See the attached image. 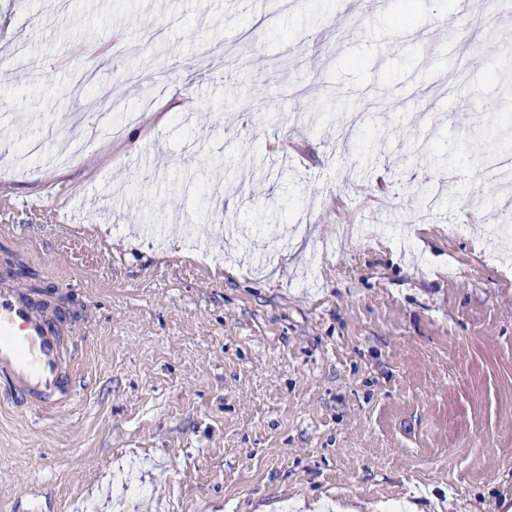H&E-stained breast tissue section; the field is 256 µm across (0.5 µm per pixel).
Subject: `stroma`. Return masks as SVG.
<instances>
[{"mask_svg": "<svg viewBox=\"0 0 512 512\" xmlns=\"http://www.w3.org/2000/svg\"><path fill=\"white\" fill-rule=\"evenodd\" d=\"M400 11L0 0V272L58 288L93 366L55 417L0 404V512H512V182L481 181L512 68L468 63L512 8Z\"/></svg>", "mask_w": 512, "mask_h": 512, "instance_id": "1", "label": "stroma"}]
</instances>
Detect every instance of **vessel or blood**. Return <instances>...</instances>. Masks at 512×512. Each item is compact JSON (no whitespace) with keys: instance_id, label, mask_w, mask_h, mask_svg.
Here are the masks:
<instances>
[{"instance_id":"1","label":"vessel or blood","mask_w":512,"mask_h":512,"mask_svg":"<svg viewBox=\"0 0 512 512\" xmlns=\"http://www.w3.org/2000/svg\"><path fill=\"white\" fill-rule=\"evenodd\" d=\"M65 318L48 293L0 278V384L12 402L45 415L85 389L87 345L68 346Z\"/></svg>"}]
</instances>
